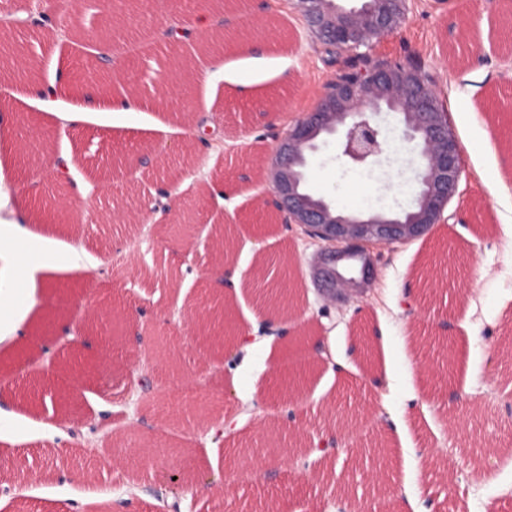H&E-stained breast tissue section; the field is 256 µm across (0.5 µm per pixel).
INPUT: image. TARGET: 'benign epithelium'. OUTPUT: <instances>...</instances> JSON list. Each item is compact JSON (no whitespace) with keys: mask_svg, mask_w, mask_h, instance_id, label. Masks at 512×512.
Instances as JSON below:
<instances>
[{"mask_svg":"<svg viewBox=\"0 0 512 512\" xmlns=\"http://www.w3.org/2000/svg\"><path fill=\"white\" fill-rule=\"evenodd\" d=\"M311 31L328 46L349 51L391 32L406 16L407 0H371L345 8L336 0H297ZM387 109L401 114L402 137L419 141L422 162L420 191L412 209L401 217L385 213L345 214L336 211L307 187L306 155L317 149L323 134H340L341 152L350 162L367 166L386 153L381 130L372 118ZM272 194L291 224L304 226L322 245L314 280L331 300L343 288L368 279L372 270L356 264L363 242H404L429 233L453 215H444L456 195L462 167L460 148L448 113L428 78L412 65L364 67L327 87L317 106L276 140Z\"/></svg>","mask_w":512,"mask_h":512,"instance_id":"1","label":"benign epithelium"}]
</instances>
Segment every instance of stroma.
<instances>
[{
  "label": "stroma",
  "instance_id": "1",
  "mask_svg": "<svg viewBox=\"0 0 512 512\" xmlns=\"http://www.w3.org/2000/svg\"><path fill=\"white\" fill-rule=\"evenodd\" d=\"M102 18L54 9L52 27L65 40L57 63L28 43L34 83L28 101L0 81V130L20 144H47L31 180L11 197L50 189L55 158L74 155L72 186L57 205L63 221L80 225L96 265L93 275L55 270L57 288L37 314L0 343V390L26 400L60 403L74 393V418L111 411L97 431L69 435L16 417L18 443L0 440V512H349L372 504L386 512H512V238L503 235L498 204L475 175L470 142L456 112L450 127L461 147L458 193L450 222L429 235L394 244L366 243L373 277L325 305L311 277L321 250L304 228L285 223L270 202V164L277 138L320 99L327 84L369 61H408L440 97L466 92L478 126L499 136V155L512 154V47L500 17L512 0H408L405 20L369 44L339 52L321 43L288 0H98ZM207 9L210 29L232 35L235 57L250 83L226 80L227 57L196 35L168 40L172 24ZM482 43L470 55L468 43ZM75 82L81 95L120 98L130 89L150 96L165 83L173 109L210 112L215 130L198 125L156 129L154 113L128 124L122 108L59 120L72 102L43 106L50 85ZM304 169L311 189L345 213L398 214L418 188L419 148L402 143L379 163L353 166L338 138L324 135ZM184 174L187 183L169 179ZM399 177L402 195L388 193ZM225 243L244 273L266 261L275 277L307 294L302 314L250 321L256 294L230 299L249 342L211 348L196 341L184 319L199 301L213 265L211 238ZM138 246L136 269L118 261ZM118 308L124 338L108 323L83 327L94 309ZM416 328L419 348L408 340ZM82 331L77 353L99 362L76 379L50 367L42 350L66 332ZM426 364L444 379L426 392ZM149 378L131 388L130 368ZM309 373L302 397L271 400L260 390L270 375ZM191 383L211 400L209 415L223 436L199 423L174 391ZM426 459L405 453L402 434ZM329 447L313 453L307 441ZM57 454H49L47 443ZM385 449L391 470L373 468ZM174 469L231 476L233 490L211 496L205 485L173 481ZM105 503L90 502L89 491Z\"/></svg>",
  "mask_w": 512,
  "mask_h": 512
}]
</instances>
